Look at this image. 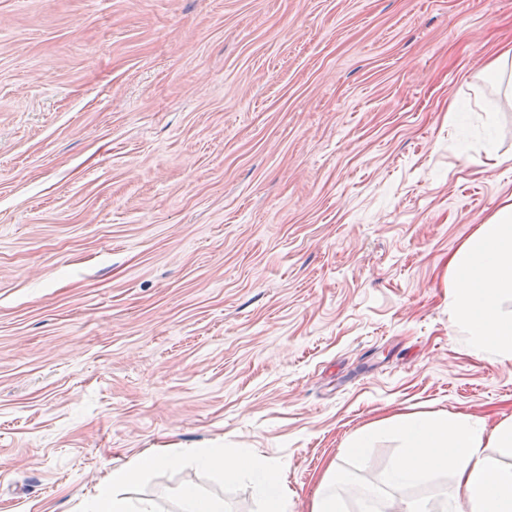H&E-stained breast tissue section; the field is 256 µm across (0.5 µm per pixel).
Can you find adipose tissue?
Here are the masks:
<instances>
[{
  "mask_svg": "<svg viewBox=\"0 0 512 512\" xmlns=\"http://www.w3.org/2000/svg\"><path fill=\"white\" fill-rule=\"evenodd\" d=\"M455 315L483 352L512 357V313L501 310L512 300V199L479 224L474 235L448 260ZM396 437L405 454L388 475L393 484L425 481L452 474L456 495L447 512H512V465L487 456L490 448L512 455V422L489 429L463 414L413 413L371 425L353 435L344 450L359 455L384 436ZM201 469L225 481L250 478L263 512H286L288 491L271 465L249 448L227 453L220 448H191L187 455ZM182 457L157 448L108 470L85 512H155L152 501L132 500L125 490L145 475L180 465Z\"/></svg>",
  "mask_w": 512,
  "mask_h": 512,
  "instance_id": "ef3b65f1",
  "label": "adipose tissue"
}]
</instances>
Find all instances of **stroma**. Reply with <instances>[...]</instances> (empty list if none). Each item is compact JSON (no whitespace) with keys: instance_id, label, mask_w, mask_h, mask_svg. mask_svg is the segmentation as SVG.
<instances>
[{"instance_id":"1","label":"stroma","mask_w":512,"mask_h":512,"mask_svg":"<svg viewBox=\"0 0 512 512\" xmlns=\"http://www.w3.org/2000/svg\"><path fill=\"white\" fill-rule=\"evenodd\" d=\"M512 0H0V512H81L109 468L250 448L311 512H442L390 486L366 426L512 421V358L476 352L448 257L512 196V100L480 74ZM496 111L487 124L484 106ZM461 110L465 119L454 120ZM261 512L250 480L183 461ZM335 481L336 467L331 464L324 473L320 487L314 496L311 512H346L341 498H337L336 494L327 495L324 493L325 488L323 487Z\"/></svg>"}]
</instances>
